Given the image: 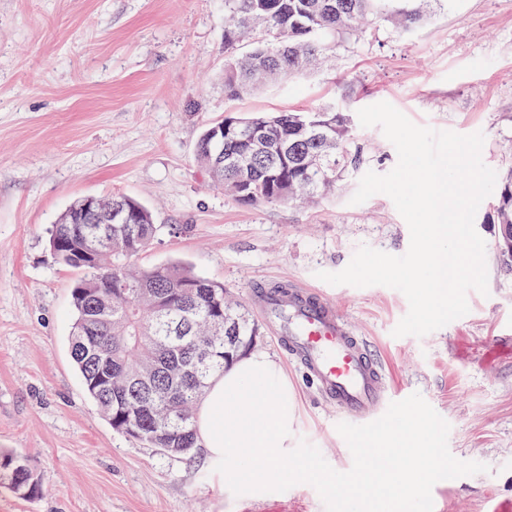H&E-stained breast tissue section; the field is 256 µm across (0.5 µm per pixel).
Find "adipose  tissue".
I'll use <instances>...</instances> for the list:
<instances>
[{
  "label": "adipose tissue",
  "instance_id": "ef3b65f1",
  "mask_svg": "<svg viewBox=\"0 0 512 512\" xmlns=\"http://www.w3.org/2000/svg\"><path fill=\"white\" fill-rule=\"evenodd\" d=\"M281 366L264 353L239 355L213 378L197 407V440L214 462L233 473L267 475L271 457L287 456L296 407Z\"/></svg>",
  "mask_w": 512,
  "mask_h": 512
}]
</instances>
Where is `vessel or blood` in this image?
<instances>
[{
  "mask_svg": "<svg viewBox=\"0 0 512 512\" xmlns=\"http://www.w3.org/2000/svg\"><path fill=\"white\" fill-rule=\"evenodd\" d=\"M288 359L352 424L382 416L393 400L377 351L321 294L303 285L261 292L255 303Z\"/></svg>",
  "mask_w": 512,
  "mask_h": 512,
  "instance_id": "1",
  "label": "vessel or blood"
}]
</instances>
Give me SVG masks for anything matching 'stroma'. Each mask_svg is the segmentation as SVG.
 <instances>
[{"label":"stroma","instance_id":"1","mask_svg":"<svg viewBox=\"0 0 512 512\" xmlns=\"http://www.w3.org/2000/svg\"><path fill=\"white\" fill-rule=\"evenodd\" d=\"M386 101L414 124L482 132L483 162L512 169V0H447L411 32L389 23L331 46L317 69L237 100L224 96V0H0V448L23 456L44 491L0 489V512H326L306 483L235 495L202 450L173 457L118 433L86 395L68 338L75 274L49 231L78 198L125 194L159 227L138 265L180 261L222 283L259 325L250 348L293 388L294 440L336 471L352 454L338 415L261 327L250 293L297 282L318 290L378 348L392 393H420L450 425L448 447L488 472L437 482L433 512H512V259L499 251L493 199L474 226L488 292L423 337H393L400 291L318 279L360 245L406 253L409 228L378 193L350 199L369 171L396 165L377 127L354 125L359 167L308 205L236 202L213 188L198 140L230 114Z\"/></svg>","mask_w":512,"mask_h":512}]
</instances>
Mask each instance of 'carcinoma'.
I'll return each mask as SVG.
<instances>
[{
    "instance_id": "cac0c4a2",
    "label": "carcinoma",
    "mask_w": 512,
    "mask_h": 512,
    "mask_svg": "<svg viewBox=\"0 0 512 512\" xmlns=\"http://www.w3.org/2000/svg\"><path fill=\"white\" fill-rule=\"evenodd\" d=\"M439 0H224V95L236 100L277 79L309 70L327 46L361 26L425 24ZM204 130L198 161L213 185L243 203L308 200L330 192L360 150L348 115L333 107L310 112L228 115ZM260 126L262 150L248 135ZM112 223L75 200L50 230L55 261L79 273L72 289L71 359L85 391L112 429L171 455L197 447L195 408L209 380L257 326L224 301V285L180 263L141 268L158 227L152 211L129 196L101 200ZM500 248L512 257V171L494 205ZM100 239L86 255L84 238ZM0 486L21 498L40 492L27 462L0 451Z\"/></svg>"
}]
</instances>
